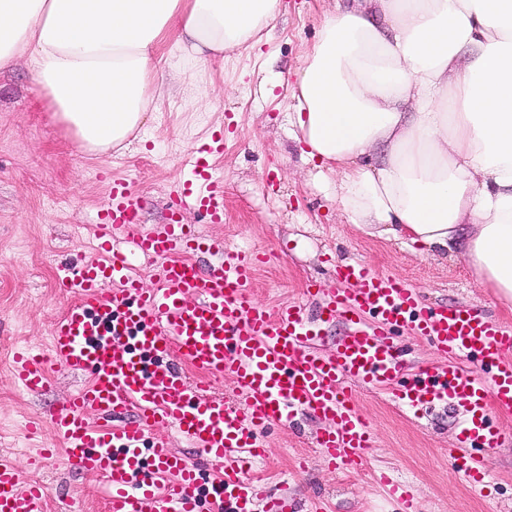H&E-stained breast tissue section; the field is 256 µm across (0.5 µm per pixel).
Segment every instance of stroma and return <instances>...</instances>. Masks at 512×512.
I'll return each instance as SVG.
<instances>
[{"label":"stroma","instance_id":"1","mask_svg":"<svg viewBox=\"0 0 512 512\" xmlns=\"http://www.w3.org/2000/svg\"><path fill=\"white\" fill-rule=\"evenodd\" d=\"M336 4L280 0L275 28L254 49L230 50L223 62L184 70L186 84L215 82L209 109L199 108L191 92L173 95L118 152H78L30 75L22 69L0 74V453L17 459L25 480L46 486L48 512H106L96 475L61 455L38 469L28 465L36 447L25 435L28 419L48 418L90 374L56 368L45 391L27 394L10 378L13 355L26 344L47 350L53 323L72 301L56 278V264H79L98 253L94 226L110 177L129 182L141 207V231H162L184 159L220 127L233 128L213 160L224 187V221L209 223L190 208L182 209L180 220L225 247L273 253L255 275L259 302L276 308L301 299L311 283L332 291L336 265L358 260L410 283L427 306L459 304L512 325V309L502 307L462 260L362 236L318 170L303 161L288 133L292 88L307 47ZM356 396L376 436L369 471L330 469L315 446L330 422L306 415L301 433L275 427L265 437L270 454L256 473L266 496L291 497L298 512H307L316 493L325 495L327 512H398L371 476L382 468L411 485L416 512H512V417L496 419L504 438L488 453L489 484L478 494L455 473L448 453L455 420L446 410L416 422L371 388H357ZM304 457L310 460L305 471L298 467Z\"/></svg>","mask_w":512,"mask_h":512}]
</instances>
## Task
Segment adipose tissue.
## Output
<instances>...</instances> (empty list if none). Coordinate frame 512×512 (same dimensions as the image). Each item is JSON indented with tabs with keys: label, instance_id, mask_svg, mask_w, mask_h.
Wrapping results in <instances>:
<instances>
[{
	"label": "adipose tissue",
	"instance_id": "obj_1",
	"mask_svg": "<svg viewBox=\"0 0 512 512\" xmlns=\"http://www.w3.org/2000/svg\"><path fill=\"white\" fill-rule=\"evenodd\" d=\"M279 0H0V70L25 67L83 153L127 148L187 63L250 49ZM289 117L370 237L463 256L512 304V0H353L307 49Z\"/></svg>",
	"mask_w": 512,
	"mask_h": 512
}]
</instances>
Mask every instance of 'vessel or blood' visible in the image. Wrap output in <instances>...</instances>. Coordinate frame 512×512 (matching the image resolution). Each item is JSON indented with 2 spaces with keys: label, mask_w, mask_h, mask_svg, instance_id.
<instances>
[{
  "label": "vessel or blood",
  "mask_w": 512,
  "mask_h": 512,
  "mask_svg": "<svg viewBox=\"0 0 512 512\" xmlns=\"http://www.w3.org/2000/svg\"><path fill=\"white\" fill-rule=\"evenodd\" d=\"M223 145L219 132L190 154V176L157 233L137 232L140 205L126 180L112 179L95 226L103 257L76 270L58 265L72 302L53 325L47 353L17 351L13 373L21 389L38 393L49 363L90 370V382L49 420L66 459L101 476L108 512H202L199 467L164 440L151 452L142 448L149 427L168 424L222 471L208 491L222 512H253L260 485L252 467L267 455L263 434L302 414L332 419L316 438L329 465L362 470L374 445L354 394L364 385L417 416L447 406L459 429L449 454L460 460L463 481L483 492L484 452L503 437L491 415H512V326L465 306L429 309L410 284L360 261L337 265L331 293L311 285L305 300L265 307L254 296L261 255L226 249L179 220L181 208L194 206L211 223L223 222L224 190L211 165ZM127 235L133 251L153 262L155 288H142L130 253L114 248ZM193 252L218 259L202 268ZM336 320L349 333L322 352L325 326ZM399 325L430 338L442 360L406 370L389 334ZM189 368L203 382H189ZM227 378L235 382L229 401L210 388ZM90 411L106 425H91ZM374 479L412 512L406 486L380 470ZM47 497L43 484L24 483L14 458L0 454V512H47Z\"/></svg>",
  "instance_id": "obj_1"
}]
</instances>
